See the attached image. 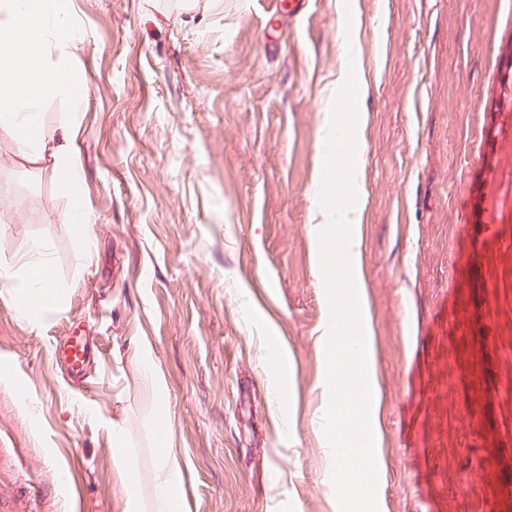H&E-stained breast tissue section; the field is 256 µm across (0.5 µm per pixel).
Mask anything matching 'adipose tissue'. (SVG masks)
Listing matches in <instances>:
<instances>
[{"label":"adipose tissue","instance_id":"ef3b65f1","mask_svg":"<svg viewBox=\"0 0 512 512\" xmlns=\"http://www.w3.org/2000/svg\"><path fill=\"white\" fill-rule=\"evenodd\" d=\"M70 9L56 0H0V133L36 157H49L69 189H77L81 171L73 141L75 124H64L61 138L48 139L37 119L42 100H74L69 60L74 46ZM21 268L0 269V299L10 300L19 318L40 327L60 313L69 284L58 280L41 243L26 244ZM133 382L141 395V417L151 427L169 422L170 411L162 374L155 363L140 360ZM112 458L125 497L124 512H186L182 467L170 434L156 440L149 496H141L142 476L123 429L112 430Z\"/></svg>","mask_w":512,"mask_h":512}]
</instances>
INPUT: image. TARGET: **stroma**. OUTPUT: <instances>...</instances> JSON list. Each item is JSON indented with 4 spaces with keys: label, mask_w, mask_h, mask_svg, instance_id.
Returning <instances> with one entry per match:
<instances>
[{
    "label": "stroma",
    "mask_w": 512,
    "mask_h": 512,
    "mask_svg": "<svg viewBox=\"0 0 512 512\" xmlns=\"http://www.w3.org/2000/svg\"><path fill=\"white\" fill-rule=\"evenodd\" d=\"M72 13L81 97L44 100L39 120L54 138L75 112L79 198L51 159L0 137V265L38 240L72 286L38 331L0 300L16 493L38 486L46 512H123L121 422L149 494L154 435L131 382L144 339L191 512H337L316 419L328 311L314 216L347 35L366 90L357 231L379 510L512 512V0H305L295 19L277 0H72ZM76 200L84 238L62 221ZM75 332L90 351L78 379L53 354Z\"/></svg>",
    "instance_id": "1"
}]
</instances>
